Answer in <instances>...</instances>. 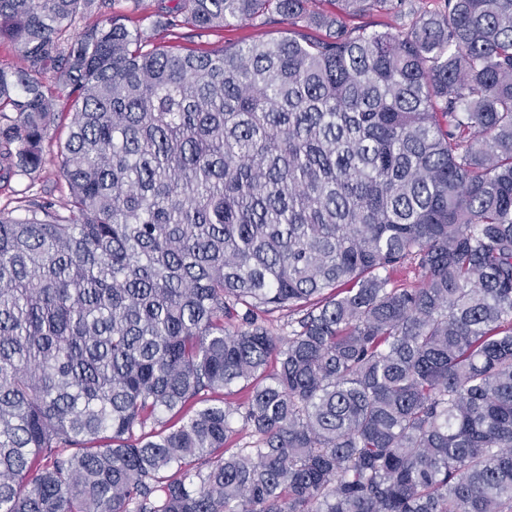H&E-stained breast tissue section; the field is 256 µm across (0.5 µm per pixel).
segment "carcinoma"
Here are the masks:
<instances>
[{
	"label": "carcinoma",
	"mask_w": 512,
	"mask_h": 512,
	"mask_svg": "<svg viewBox=\"0 0 512 512\" xmlns=\"http://www.w3.org/2000/svg\"><path fill=\"white\" fill-rule=\"evenodd\" d=\"M305 2L0 0V512H512V0ZM175 3L176 0H112L108 14L111 15L113 12L125 16V23L129 28L140 27L152 36L156 43L173 45L184 54H200L224 45L278 38L285 28L279 21L265 24L258 21L256 24L225 28L223 32L206 33H200L187 25L169 31L156 27L154 24L160 19L158 15L161 13V7L173 6ZM68 136L67 125L51 127L46 141L45 164L32 178L13 176L0 180V210L13 217H27L25 210L28 201L52 198L60 200L67 194L65 181L60 173V158L57 146Z\"/></svg>",
	"instance_id": "obj_1"
}]
</instances>
